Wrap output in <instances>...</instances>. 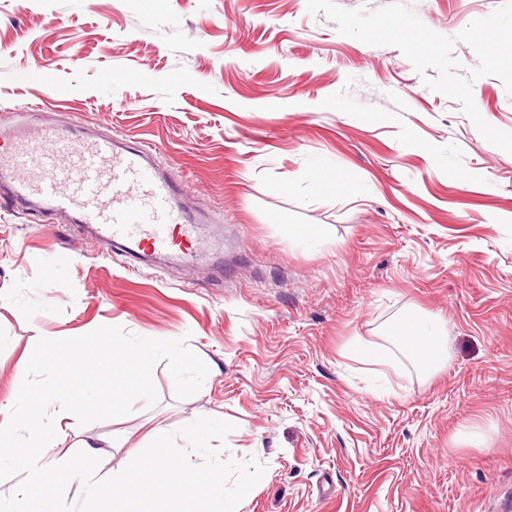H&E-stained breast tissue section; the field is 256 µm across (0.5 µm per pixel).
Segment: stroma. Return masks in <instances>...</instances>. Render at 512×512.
Segmentation results:
<instances>
[{
	"mask_svg": "<svg viewBox=\"0 0 512 512\" xmlns=\"http://www.w3.org/2000/svg\"><path fill=\"white\" fill-rule=\"evenodd\" d=\"M502 0H412L452 36ZM474 103L512 132V95ZM151 148L216 251L171 270L81 225L0 202V404L37 332L186 338L208 365L154 406L68 427L122 470L157 423H233L226 458L265 467L241 512H512V154L398 48L338 33L306 0H0V135L19 116ZM324 234L294 243L290 227ZM444 324L431 371L395 351ZM365 342L394 369L366 376ZM440 334L426 320L411 319L396 327L391 340L404 352L422 362L425 367L434 365L441 356Z\"/></svg>",
	"mask_w": 512,
	"mask_h": 512,
	"instance_id": "obj_1",
	"label": "stroma"
}]
</instances>
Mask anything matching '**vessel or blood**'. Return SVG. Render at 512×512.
<instances>
[{"mask_svg":"<svg viewBox=\"0 0 512 512\" xmlns=\"http://www.w3.org/2000/svg\"><path fill=\"white\" fill-rule=\"evenodd\" d=\"M146 156L143 146L118 137L77 138L51 123L0 148V183L13 200L77 214L104 248L191 258L205 245L203 224L183 205L179 184Z\"/></svg>","mask_w":512,"mask_h":512,"instance_id":"vessel-or-blood-1","label":"vessel or blood"}]
</instances>
